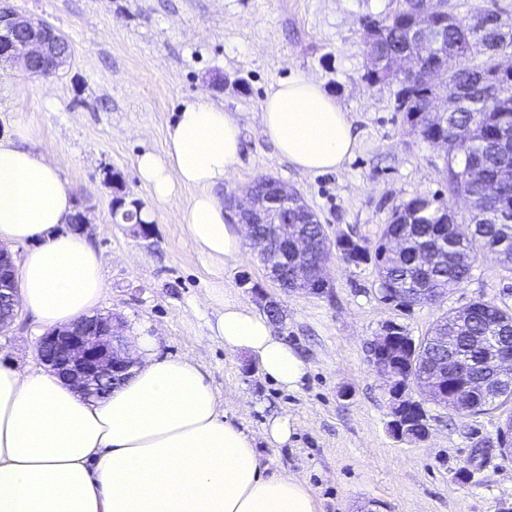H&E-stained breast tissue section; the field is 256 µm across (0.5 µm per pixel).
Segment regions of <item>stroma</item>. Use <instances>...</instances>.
Masks as SVG:
<instances>
[{
	"instance_id": "stroma-1",
	"label": "stroma",
	"mask_w": 512,
	"mask_h": 512,
	"mask_svg": "<svg viewBox=\"0 0 512 512\" xmlns=\"http://www.w3.org/2000/svg\"><path fill=\"white\" fill-rule=\"evenodd\" d=\"M20 15L52 24L72 55L53 75L0 66V136L23 116L33 144L54 160L75 193L80 232L103 256L107 289L96 311L122 321L125 341L156 339L155 354L202 368L228 418L250 430L263 463L305 479L318 512H512V461L491 442L512 411L461 415L426 404L430 435L396 438L391 398L370 362L382 325L426 335L441 314L482 298L512 308V268L478 256L471 276L438 304L405 312L384 303L373 264H328L323 293L284 292L256 249L210 266L181 221L193 194L152 199L136 161L162 153L182 102L203 94L232 112L243 148L226 189L245 192L273 177L298 191L329 239L351 236L374 248L392 212L417 196L447 199L445 150L413 134L393 107L392 88L367 85L360 19L385 16L392 0H5ZM318 80L346 112L356 136L336 171L304 174L264 136L261 105L279 80ZM154 215L148 229L116 223V201ZM223 280L226 298L262 313L261 295L280 304L274 324L307 365L299 389H282L248 354L213 336L220 308L207 296ZM45 329L26 310L0 330V363L40 367ZM275 417L291 420L288 443L263 437ZM469 468V480L458 476Z\"/></svg>"
}]
</instances>
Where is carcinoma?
I'll list each match as a JSON object with an SVG mask.
<instances>
[{"label":"carcinoma","instance_id":"1","mask_svg":"<svg viewBox=\"0 0 512 512\" xmlns=\"http://www.w3.org/2000/svg\"><path fill=\"white\" fill-rule=\"evenodd\" d=\"M395 7L381 19L364 16L360 24L366 44V72L370 85L388 84L395 111L403 113L411 130L437 146L447 141L444 175L448 195L470 202L475 214L473 230L465 236L457 229V217L442 200L415 197L396 209L374 250L355 243L358 251L344 255L342 241L331 242L316 214L300 194L291 189L271 207L268 221L284 219L297 225V234L313 241L317 250L308 256L316 265L333 256L356 265L374 262L381 299L411 310L444 297L470 277L472 264L482 252L502 256L512 265V155L496 149L504 135L512 136V71L499 69L498 57L512 52V32L493 35L512 5L493 0L486 7H471L463 15L458 5L442 0L444 8L431 22L424 38L417 37V19L424 0H394ZM444 73L448 94L474 76L499 84L490 98L479 86L434 114L431 105L439 96L437 77ZM260 259L271 277L286 291L312 288L311 280L297 281L292 268L297 256L266 252L260 243ZM426 253L439 256L431 265L421 262ZM467 309L469 334L487 341L512 344V309L476 299ZM474 364L478 350L457 331L456 312L439 317L424 338L418 340L412 366H397L398 383L415 386L423 403L448 409L449 401L433 399L441 385L433 382L436 370L448 361ZM504 397L487 402L479 394L465 401L467 413L478 415L512 404V383L500 382Z\"/></svg>","mask_w":512,"mask_h":512}]
</instances>
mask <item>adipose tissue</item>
Instances as JSON below:
<instances>
[{"instance_id": "1", "label": "adipose tissue", "mask_w": 512, "mask_h": 512, "mask_svg": "<svg viewBox=\"0 0 512 512\" xmlns=\"http://www.w3.org/2000/svg\"><path fill=\"white\" fill-rule=\"evenodd\" d=\"M263 133L305 174L340 169L356 142L335 99L312 77L279 81L262 102ZM16 120L0 137V244L26 245L20 306L59 327L89 315L105 290L103 257L63 231L73 217L72 184L28 142ZM237 118L200 96L168 125L163 154L137 159L140 181L159 201L195 188L182 221L200 253L226 266L240 255L241 225L226 220L215 193L239 161ZM213 331L227 352L254 357L267 378L298 389L307 365L265 318L226 299ZM139 336L132 376L103 399L42 369L0 365V512H317L307 481L268 471L254 436L228 421L223 399L191 359H159Z\"/></svg>"}]
</instances>
